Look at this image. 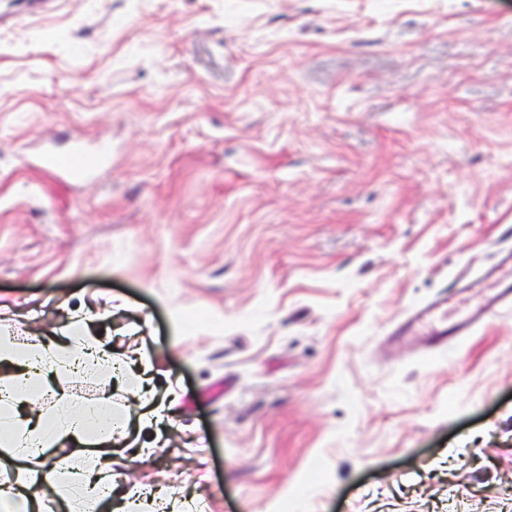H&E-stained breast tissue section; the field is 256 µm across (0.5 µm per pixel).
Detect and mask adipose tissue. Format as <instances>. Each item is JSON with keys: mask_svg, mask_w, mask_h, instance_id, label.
<instances>
[{"mask_svg": "<svg viewBox=\"0 0 512 512\" xmlns=\"http://www.w3.org/2000/svg\"><path fill=\"white\" fill-rule=\"evenodd\" d=\"M0 363L13 369V382L0 388V447L31 460L44 456L49 448L68 441L75 455L85 460L81 484L68 495V512H96L104 497L111 494L112 446L119 418L106 408L74 407L59 399L52 411L24 412L35 393L44 387V373L72 369L93 374L107 369L118 371L112 354L94 337L86 317H72L67 341L48 345L33 342L23 346L0 343Z\"/></svg>", "mask_w": 512, "mask_h": 512, "instance_id": "obj_1", "label": "adipose tissue"}]
</instances>
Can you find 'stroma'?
Listing matches in <instances>:
<instances>
[{"mask_svg":"<svg viewBox=\"0 0 512 512\" xmlns=\"http://www.w3.org/2000/svg\"><path fill=\"white\" fill-rule=\"evenodd\" d=\"M510 250L512 0H0V338L92 315L151 391L40 408L168 419L100 512H512V306L385 342ZM81 149H77L70 157L62 159L56 155H50L44 158L43 165L45 168L51 169L56 174L67 179L88 178L91 172L99 167L104 161L103 154L92 157H84L78 169L74 167L73 157L75 154L81 153ZM486 278L492 280L495 293L489 295L479 308L465 312L453 326H448V291H445L434 300L411 306L408 315L398 324L390 337L399 343L421 338L427 344L428 354L441 352L448 344V334L464 336L500 301L509 296L511 302L512 279L508 283L503 277L497 276L495 271H488Z\"/></svg>","mask_w":512,"mask_h":512,"instance_id":"obj_1","label":"stroma"}]
</instances>
